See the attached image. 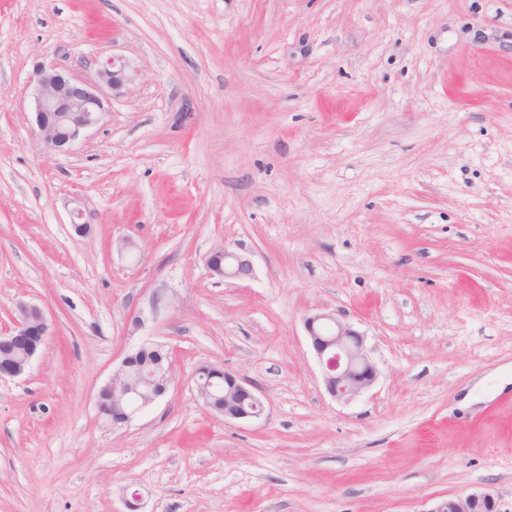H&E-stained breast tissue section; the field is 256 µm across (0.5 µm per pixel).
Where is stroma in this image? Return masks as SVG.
<instances>
[{"instance_id": "obj_1", "label": "stroma", "mask_w": 512, "mask_h": 512, "mask_svg": "<svg viewBox=\"0 0 512 512\" xmlns=\"http://www.w3.org/2000/svg\"><path fill=\"white\" fill-rule=\"evenodd\" d=\"M110 57L101 124L43 151L36 65ZM224 247L251 278L211 274ZM21 302L51 334L0 381V512H512V0H0V334ZM320 312L379 370L348 404ZM148 339L174 379L107 427ZM204 364L266 414L205 407ZM304 327L332 398L351 402L375 383L378 371L368 356L364 336L336 313L308 316ZM136 350L149 351L157 354L158 358L155 359L153 364L156 370L162 374L165 386L162 389L144 392H138L134 389H130L126 381L122 380V376L124 375L125 357L120 366L113 372L112 379L99 390L97 395V410L103 421V416L105 415L104 403L107 404L111 410L112 406L106 396L103 398L104 403L102 402L101 392L104 390H110L115 397L118 417L112 422V424H108L112 428H118L130 423L138 413L146 410L160 400L167 392L168 387L174 378L173 363L172 361L168 362L166 356H164L165 345L156 342H145ZM139 351H134L129 354V360L126 368V380L142 379L146 381L148 378V370L150 367L149 359L152 358V355L147 358ZM132 393H136L138 396L137 405L129 407L126 402H128V398ZM494 496L488 492H472L465 497L439 500L430 512H499Z\"/></svg>"}]
</instances>
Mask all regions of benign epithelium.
<instances>
[{"mask_svg":"<svg viewBox=\"0 0 512 512\" xmlns=\"http://www.w3.org/2000/svg\"><path fill=\"white\" fill-rule=\"evenodd\" d=\"M125 65L109 59L97 70V82L76 78L54 66L36 67L32 82L35 99L34 136L47 153L71 152L86 130L98 125L105 114L103 93L120 86L125 80ZM210 271L226 279L245 280L254 266L249 254L224 248L213 252L208 260ZM304 327L320 368L328 394L341 402L355 400L377 380L378 371L366 351L364 336L334 313L309 316ZM50 325L44 309L34 303L17 306L14 330L0 336V348L9 351L16 345L25 347L19 359L0 364V379L24 375L38 357L49 336ZM140 351L157 354L154 366L165 387L137 393V405L127 406L134 393L122 380L124 366H119L103 389L112 391L117 418L111 427L130 423L134 417L155 404L168 390L174 378L173 363L164 356L165 345L145 342ZM230 386L224 389V418L248 422L260 418L266 406L258 389L226 370ZM429 512H499L494 496L488 492H472L464 497L442 499Z\"/></svg>","mask_w":512,"mask_h":512,"instance_id":"7a95c632","label":"benign epithelium"}]
</instances>
